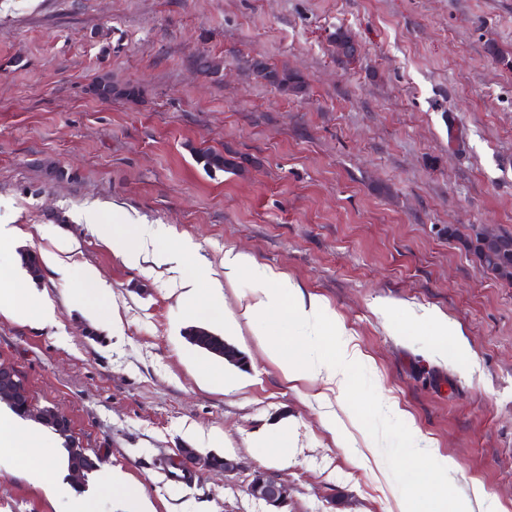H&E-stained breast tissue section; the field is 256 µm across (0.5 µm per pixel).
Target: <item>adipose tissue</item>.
<instances>
[{"instance_id":"adipose-tissue-1","label":"adipose tissue","mask_w":512,"mask_h":512,"mask_svg":"<svg viewBox=\"0 0 512 512\" xmlns=\"http://www.w3.org/2000/svg\"><path fill=\"white\" fill-rule=\"evenodd\" d=\"M224 271L232 277L238 273H247L253 280L258 292V300L249 306L245 315L256 319L278 310L292 321L310 330H319L326 320V312L321 301L304 298L297 285L289 279L276 275L269 268L258 264L254 258L242 251H226ZM0 313L26 321L31 317L48 321L54 316V307L50 300L42 299L37 304H29L21 295L19 286L11 281L0 279ZM268 352L271 357L281 360L289 375L312 372L337 377L356 363V353L337 351L335 345H325L322 353L314 359L308 358L301 346L283 348L280 342H270ZM26 453L41 458L40 469L31 473L32 478L46 482L50 479V469L58 458V451L37 443L31 433L10 419L0 418V460L10 459L17 454Z\"/></svg>"}]
</instances>
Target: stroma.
Listing matches in <instances>:
<instances>
[{
  "mask_svg": "<svg viewBox=\"0 0 512 512\" xmlns=\"http://www.w3.org/2000/svg\"><path fill=\"white\" fill-rule=\"evenodd\" d=\"M340 29L355 61L336 56ZM254 58L299 71L306 95L255 82ZM106 72L142 96L98 99ZM204 147L241 164L206 173ZM0 224L19 230L0 277L36 253L26 288L54 305L45 324L0 314V364L99 458L81 480L58 468L62 497L10 462L0 512H76L112 470L153 512H269L247 491L258 474L287 484L283 512H423L443 457L449 505L512 512V285L444 232L512 234V0H0ZM140 224L171 230L151 254L188 238L197 256L129 262L112 239ZM229 248L323 302L337 349L360 355L344 381L288 379L267 355L298 331L242 319L258 293L225 280ZM88 266L108 286L96 306ZM189 278L222 280L223 312L189 313ZM428 312L466 354L433 348ZM183 448L240 469L172 480ZM189 336L193 344L219 356H224L225 361L229 364L238 365L243 360L239 350L231 344L224 343L219 336L213 335L206 328L195 327L190 329Z\"/></svg>",
  "mask_w": 512,
  "mask_h": 512,
  "instance_id": "obj_1",
  "label": "stroma"
}]
</instances>
